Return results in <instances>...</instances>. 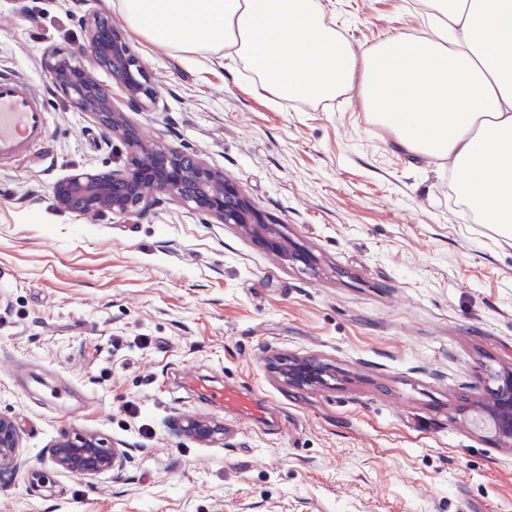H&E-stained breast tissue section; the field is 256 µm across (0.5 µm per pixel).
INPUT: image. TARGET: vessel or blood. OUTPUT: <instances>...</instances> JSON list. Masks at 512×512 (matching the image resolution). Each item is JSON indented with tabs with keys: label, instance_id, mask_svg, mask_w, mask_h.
<instances>
[{
	"label": "vessel or blood",
	"instance_id": "1",
	"mask_svg": "<svg viewBox=\"0 0 512 512\" xmlns=\"http://www.w3.org/2000/svg\"><path fill=\"white\" fill-rule=\"evenodd\" d=\"M47 114L39 91L23 75L0 78V163L47 142ZM186 386L200 390L239 420L269 416L270 407L236 387L211 385L196 374L183 376Z\"/></svg>",
	"mask_w": 512,
	"mask_h": 512
}]
</instances>
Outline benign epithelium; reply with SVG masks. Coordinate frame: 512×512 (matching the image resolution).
<instances>
[{"label":"benign epithelium","mask_w":512,"mask_h":512,"mask_svg":"<svg viewBox=\"0 0 512 512\" xmlns=\"http://www.w3.org/2000/svg\"><path fill=\"white\" fill-rule=\"evenodd\" d=\"M86 45L80 51L53 48L42 59L53 90L71 107L89 115L102 132V146L118 136L126 146L124 165L111 170H77L51 185L55 206L79 215L112 214L139 219L164 201L195 211L204 223L229 224L291 264L307 267L314 256L295 242L284 224H268L241 191L210 165L196 150L163 141L143 139L117 105L112 85H117L126 106L137 111L156 105L160 93L145 74L125 35L112 27L107 16L88 11L81 17ZM112 78L98 79L96 67ZM288 385L305 389L328 385L330 365L314 357H280L273 366ZM498 387L471 405L473 427L488 433L502 448L512 447V367L497 375ZM186 436L209 443L224 428L210 420L187 418L179 423ZM19 434L13 420L0 415V477L17 466ZM58 468L96 476L123 467L126 454L96 433L63 435L50 447Z\"/></svg>","instance_id":"obj_1"}]
</instances>
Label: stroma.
Listing matches in <instances>:
<instances>
[{"mask_svg":"<svg viewBox=\"0 0 512 512\" xmlns=\"http://www.w3.org/2000/svg\"><path fill=\"white\" fill-rule=\"evenodd\" d=\"M323 2L359 53L420 29L418 0ZM128 40L162 93L133 125L200 151L317 263L170 202L134 224L59 211L56 179L126 148L98 149L51 90L43 54L85 43L63 0H0V75L27 77L49 114L47 149L0 168V414L20 437L0 512H512V450L462 412L512 366V235L472 222L447 163L399 151L358 89L277 100L242 65ZM277 353L335 378L290 387ZM187 370L267 399L279 423L237 421ZM183 417L224 436L198 443ZM75 430L126 466L57 468L48 449ZM178 427L185 436L203 443L211 442L215 435L222 434L224 431V428L212 421L196 417L182 420Z\"/></svg>","mask_w":512,"mask_h":512,"instance_id":"obj_1","label":"stroma"}]
</instances>
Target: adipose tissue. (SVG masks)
Wrapping results in <instances>:
<instances>
[{"mask_svg": "<svg viewBox=\"0 0 512 512\" xmlns=\"http://www.w3.org/2000/svg\"><path fill=\"white\" fill-rule=\"evenodd\" d=\"M427 20L364 53L321 0H104L141 39L243 64L278 98L358 87L372 121L413 156L449 162L484 221L512 228V0H422Z\"/></svg>", "mask_w": 512, "mask_h": 512, "instance_id": "1", "label": "adipose tissue"}]
</instances>
